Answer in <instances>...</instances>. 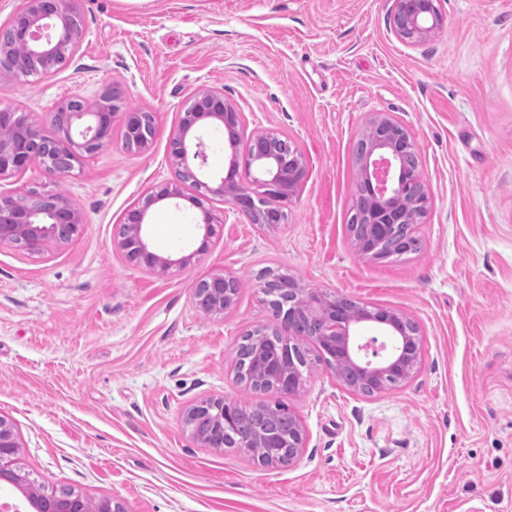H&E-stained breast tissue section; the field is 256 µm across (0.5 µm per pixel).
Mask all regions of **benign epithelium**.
Returning a JSON list of instances; mask_svg holds the SVG:
<instances>
[{
	"label": "benign epithelium",
	"mask_w": 512,
	"mask_h": 512,
	"mask_svg": "<svg viewBox=\"0 0 512 512\" xmlns=\"http://www.w3.org/2000/svg\"><path fill=\"white\" fill-rule=\"evenodd\" d=\"M79 0H23L22 7L9 22L7 31L22 41L28 57L10 61L9 47L0 34V73L15 74L21 68L36 67L51 59H69L75 52L82 32L79 27ZM436 0H393L391 20L394 33L413 43L427 38L442 22ZM71 108L60 106L50 114L53 134L42 123L12 107L0 108V128L14 130L10 139H0V176L23 173L35 166L50 174H69L82 167L85 160L107 145L111 139L116 115H122L124 129L137 147H150L155 135L154 117L150 112L128 110L119 105L120 97L106 91L94 105L80 95L69 98ZM85 115L91 124L72 134V123ZM211 121L224 128L227 141L241 138L243 128L237 108L224 99L221 92L210 91L193 98L180 117L179 130L172 139L171 157L176 166V181L153 189L142 205L126 214L119 232L118 248L126 256L151 272H163L173 265L185 267L206 251L214 229L209 214H204L203 237L197 249L176 260L151 250L146 240L145 217L155 202L182 196L179 183L193 181L205 193L192 198V204L203 207L206 194L222 197L240 211L260 209V200L273 198L278 209L266 212L265 223L283 220V208L294 196L305 171L295 162L291 143L283 151L258 142L245 156L232 151L227 173L219 178L205 172L207 144L203 136L190 140L192 129ZM362 175L356 196L366 201L361 219V234L366 248L363 255L378 254L379 243L388 238L401 244L407 237L401 225L410 222L429 203L428 195L413 187L404 176L406 157L415 146L405 129L389 117L370 122L367 133L358 141ZM82 219L71 201L55 191L37 194L24 192L17 196H0V245L38 249L48 243L65 244L72 240ZM236 291V279L222 272L208 276L206 284L193 290L197 308L212 315L228 311ZM260 291L272 311V323L256 345L258 371L270 383V391L293 394L304 384L301 341L309 336L329 355L333 363L347 365L351 380L347 388L353 392L381 382L388 376L408 379L419 363L415 336L407 329L399 314L387 309H368L356 302L312 291L288 276L270 277L261 282ZM374 322L388 331L396 346L376 336L367 339L355 334V327ZM240 407L222 396H210L190 407L184 423L192 437L203 447H223L224 426L241 419ZM289 435L293 439L288 461L297 459L306 445V433L300 419H295ZM279 433L270 427L255 437L253 447L272 448ZM21 443L13 422L0 415V481L16 487L27 479L16 468ZM34 512H127L120 498L103 497L98 507L81 496L49 498L33 492L26 496Z\"/></svg>",
	"instance_id": "1"
}]
</instances>
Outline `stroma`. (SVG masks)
<instances>
[{"mask_svg": "<svg viewBox=\"0 0 512 512\" xmlns=\"http://www.w3.org/2000/svg\"><path fill=\"white\" fill-rule=\"evenodd\" d=\"M392 0H80L82 36L49 77L0 76V106L45 121L72 95L110 86L153 113L147 150L108 145L82 169L0 177L40 186L82 215L69 243L0 246V415L18 466L41 493L118 496L127 512H512V0H440L443 24L415 44L392 28ZM217 89L245 134L285 135L306 174L284 223H252L225 199L195 207L191 183L156 203L154 251L191 266L147 271L116 246L128 210L174 181L170 142L195 94ZM386 115L414 142L429 196L420 251L369 260L347 230L353 150ZM269 267L305 288L386 308L416 324L409 379L371 396L326 363L286 402L306 446L268 467L201 446L186 410L208 396L245 407L276 394L233 369L247 330L272 313ZM240 281L221 316L198 310L196 281Z\"/></svg>", "mask_w": 512, "mask_h": 512, "instance_id": "35a3bbf8", "label": "stroma"}]
</instances>
